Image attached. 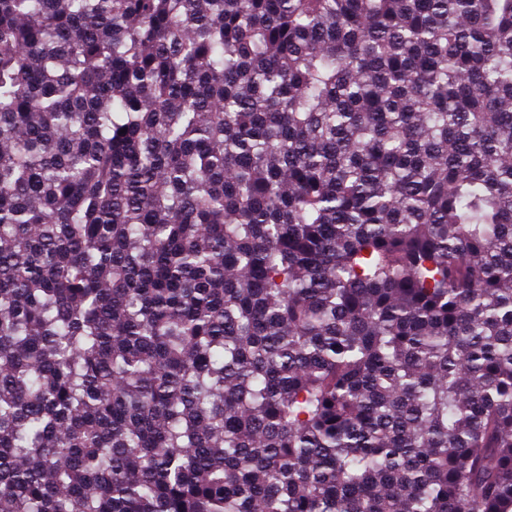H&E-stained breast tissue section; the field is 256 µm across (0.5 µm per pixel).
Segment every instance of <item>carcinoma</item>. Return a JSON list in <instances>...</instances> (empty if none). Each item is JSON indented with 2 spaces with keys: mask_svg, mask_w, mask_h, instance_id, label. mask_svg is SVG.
<instances>
[{
  "mask_svg": "<svg viewBox=\"0 0 512 512\" xmlns=\"http://www.w3.org/2000/svg\"><path fill=\"white\" fill-rule=\"evenodd\" d=\"M0 512H512V0H0Z\"/></svg>",
  "mask_w": 512,
  "mask_h": 512,
  "instance_id": "1",
  "label": "carcinoma"
}]
</instances>
